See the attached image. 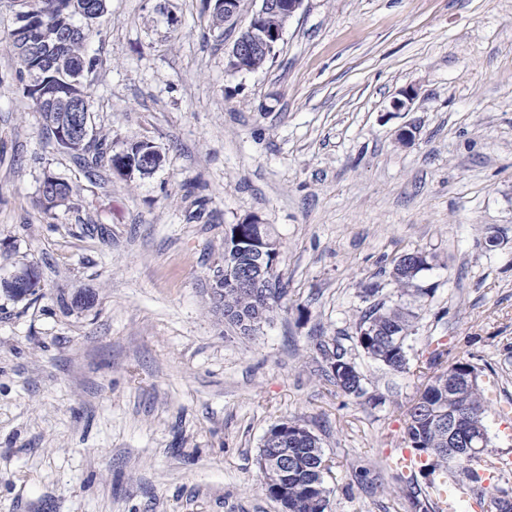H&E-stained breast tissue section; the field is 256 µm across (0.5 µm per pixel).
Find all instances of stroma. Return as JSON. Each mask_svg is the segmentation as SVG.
<instances>
[{
  "mask_svg": "<svg viewBox=\"0 0 512 512\" xmlns=\"http://www.w3.org/2000/svg\"><path fill=\"white\" fill-rule=\"evenodd\" d=\"M214 3L108 0L88 45L93 126L113 151L164 155L128 181L86 178L46 143L0 11V278L41 274L35 296L0 291V512H280L256 456L285 419L333 463L329 512L437 502L441 474L396 460L439 336L445 364L481 369L490 451L512 449V0H304L274 58L237 74L225 59L259 2L219 28ZM47 172L77 186L53 216ZM254 216L288 294L243 342L212 275L226 230ZM417 250L420 301L390 276ZM376 300L416 314L408 372L357 344ZM321 338L368 397L327 379ZM162 162L163 154L152 142H148L143 144V152L139 158L137 167L131 166L130 168L124 169V171L131 176H135L136 171L139 172L137 173L139 176H149L154 174L162 166ZM349 363H353V366H348ZM325 375L344 394L363 397L367 393L365 377L348 356V352L339 344H336V372L326 369Z\"/></svg>",
  "mask_w": 512,
  "mask_h": 512,
  "instance_id": "1",
  "label": "stroma"
}]
</instances>
